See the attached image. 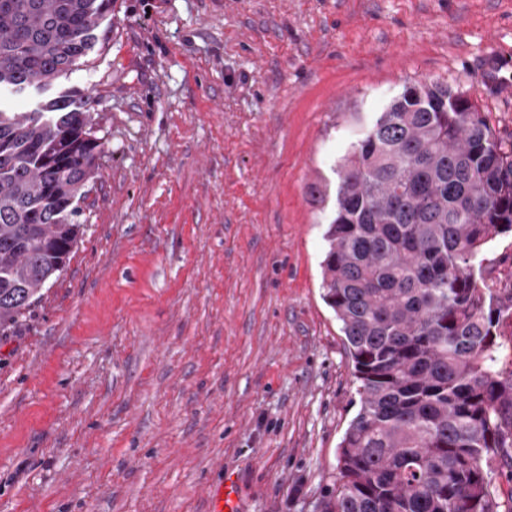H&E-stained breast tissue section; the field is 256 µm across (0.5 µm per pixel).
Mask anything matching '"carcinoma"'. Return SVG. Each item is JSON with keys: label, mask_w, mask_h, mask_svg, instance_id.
<instances>
[{"label": "carcinoma", "mask_w": 512, "mask_h": 512, "mask_svg": "<svg viewBox=\"0 0 512 512\" xmlns=\"http://www.w3.org/2000/svg\"><path fill=\"white\" fill-rule=\"evenodd\" d=\"M112 0H0V90L47 86L103 43ZM94 97L0 108V332L63 271L95 176ZM323 299L360 405L321 512H512V288L482 262L512 233V136L467 95L405 86L331 166ZM323 177L309 185L318 204Z\"/></svg>", "instance_id": "cac0c4a2"}]
</instances>
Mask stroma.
Here are the masks:
<instances>
[{
    "label": "stroma",
    "instance_id": "obj_1",
    "mask_svg": "<svg viewBox=\"0 0 512 512\" xmlns=\"http://www.w3.org/2000/svg\"><path fill=\"white\" fill-rule=\"evenodd\" d=\"M78 243L0 335V512H320L359 407L307 186L405 85L512 132V0H114ZM240 508L238 479L234 473L225 472L224 482L209 493V512H239Z\"/></svg>",
    "mask_w": 512,
    "mask_h": 512
}]
</instances>
